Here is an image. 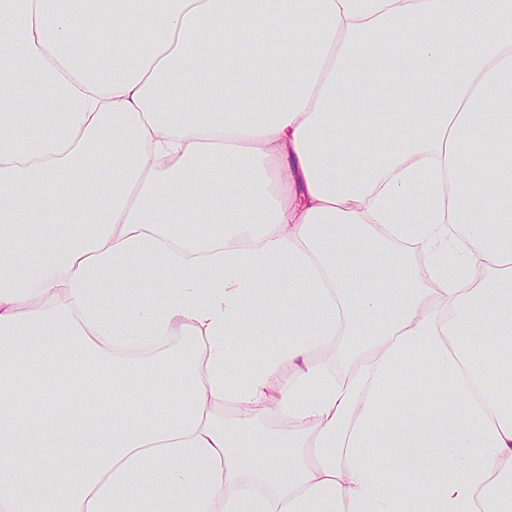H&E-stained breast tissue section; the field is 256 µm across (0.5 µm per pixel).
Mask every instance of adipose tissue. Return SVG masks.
Listing matches in <instances>:
<instances>
[{
    "mask_svg": "<svg viewBox=\"0 0 512 512\" xmlns=\"http://www.w3.org/2000/svg\"><path fill=\"white\" fill-rule=\"evenodd\" d=\"M492 95L512 0H0V512H512Z\"/></svg>",
    "mask_w": 512,
    "mask_h": 512,
    "instance_id": "1",
    "label": "adipose tissue"
}]
</instances>
